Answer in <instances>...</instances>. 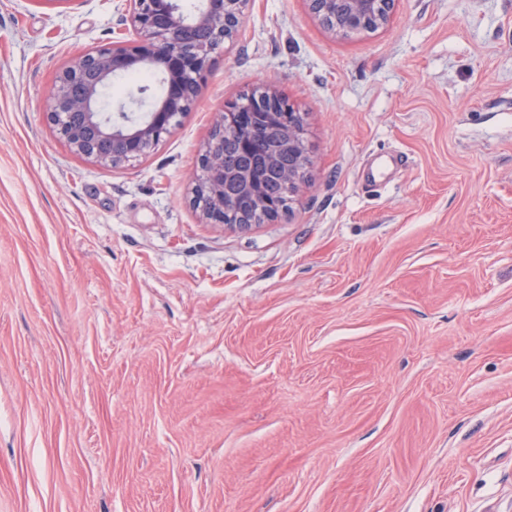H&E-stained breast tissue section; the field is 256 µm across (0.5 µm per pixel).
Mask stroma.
<instances>
[{"label": "stroma", "instance_id": "obj_1", "mask_svg": "<svg viewBox=\"0 0 512 512\" xmlns=\"http://www.w3.org/2000/svg\"><path fill=\"white\" fill-rule=\"evenodd\" d=\"M125 0H0V512H512V0L337 36L248 0L201 94L112 169L48 124ZM275 86L308 178L246 230L190 202Z\"/></svg>", "mask_w": 512, "mask_h": 512}]
</instances>
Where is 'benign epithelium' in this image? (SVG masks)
Wrapping results in <instances>:
<instances>
[{"label":"benign epithelium","instance_id":"benign-epithelium-1","mask_svg":"<svg viewBox=\"0 0 512 512\" xmlns=\"http://www.w3.org/2000/svg\"><path fill=\"white\" fill-rule=\"evenodd\" d=\"M134 42L114 41L63 68L56 76L46 118L72 153L117 168L147 158L197 101L211 57L237 37L246 0H125ZM394 0H307L311 14L331 32L347 36L385 25ZM149 69L162 92L135 113L121 103L105 109L101 95L115 76ZM300 112L272 85L225 106L197 158L191 202L207 223L247 229L283 211L282 196L267 188L278 178L293 194L310 166ZM237 138L238 161L224 156V135Z\"/></svg>","mask_w":512,"mask_h":512}]
</instances>
